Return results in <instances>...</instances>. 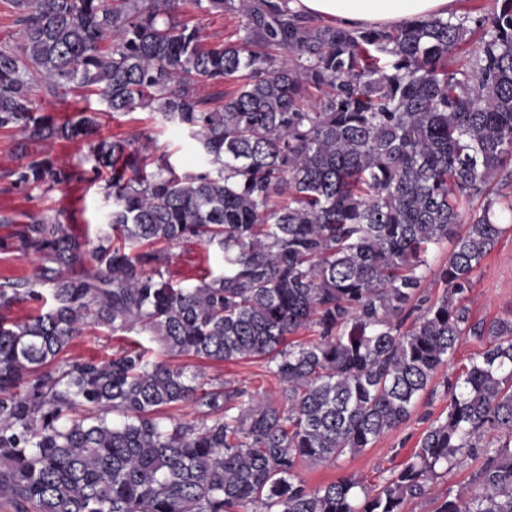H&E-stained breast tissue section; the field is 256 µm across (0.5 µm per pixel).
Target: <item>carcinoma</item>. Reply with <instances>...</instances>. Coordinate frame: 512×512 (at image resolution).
<instances>
[{
	"label": "carcinoma",
	"instance_id": "obj_1",
	"mask_svg": "<svg viewBox=\"0 0 512 512\" xmlns=\"http://www.w3.org/2000/svg\"><path fill=\"white\" fill-rule=\"evenodd\" d=\"M0 129L88 148L109 231L90 242L57 211L15 248L39 274L0 280V498L12 512H512V316L467 304L502 228L490 198L512 183V0L489 15L348 29L287 0H6ZM231 13L211 41L182 7ZM476 47L466 50L473 35ZM235 90L215 107L207 85ZM95 92L190 132L207 169L179 174L145 132L109 140L100 113L63 120L37 93ZM9 172L47 195L81 178L41 152ZM485 199L462 225L465 212ZM197 242L224 271L173 282L165 247ZM451 246L440 297L422 291ZM37 303L23 321L8 312ZM148 335L174 355L266 360L288 408L153 359L138 340L107 360L55 358L90 327ZM302 331L314 338L297 341ZM483 345L447 382L448 412L373 489H316L334 463L398 428L461 341ZM184 405L194 416L167 421ZM121 420L113 421L110 415ZM468 485L438 495L450 471Z\"/></svg>",
	"mask_w": 512,
	"mask_h": 512
}]
</instances>
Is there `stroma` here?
<instances>
[{"label":"stroma","mask_w":512,"mask_h":512,"mask_svg":"<svg viewBox=\"0 0 512 512\" xmlns=\"http://www.w3.org/2000/svg\"><path fill=\"white\" fill-rule=\"evenodd\" d=\"M136 129L152 137L157 153L165 155L178 172L200 171L196 143L187 130L151 118L148 112L108 118L102 134L106 137H124ZM18 139V134L0 129V215L11 218L10 223L0 224V279L28 276L34 271V258L14 246L26 214L46 211L67 213L71 218L72 231L93 240L105 231V216L112 207L103 182L91 178L57 190L45 198L36 192L28 194L12 188L8 173L21 161ZM499 221L505 232L494 250L474 271L473 288L469 295V306L474 316L488 321L512 314V214L501 213ZM167 257L174 280L186 283L194 281L203 264H210L216 271L222 267L218 258H207L205 248L194 242L170 246ZM126 343V337L112 335L109 329L103 327H93L75 338L56 363L61 366L74 359H107ZM481 349V344L475 340L462 341L450 364L435 375L431 383L434 395L420 398L407 422L380 436L368 448L341 457L336 463L302 467L299 471L301 479L312 489L348 475L361 478L370 485L378 484L384 469L404 464L426 427L446 412L448 400L442 392L445 380L468 365L470 358ZM153 356L160 361L167 359L171 364L201 371L211 389L222 387L227 381L244 382L263 390L276 387L274 379L267 375L266 362L262 359L238 363L209 362L191 356L170 358L158 350L154 351Z\"/></svg>","instance_id":"obj_1"}]
</instances>
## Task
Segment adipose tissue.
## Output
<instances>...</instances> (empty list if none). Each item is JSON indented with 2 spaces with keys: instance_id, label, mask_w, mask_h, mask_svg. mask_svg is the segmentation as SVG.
<instances>
[{
  "instance_id": "adipose-tissue-1",
  "label": "adipose tissue",
  "mask_w": 512,
  "mask_h": 512,
  "mask_svg": "<svg viewBox=\"0 0 512 512\" xmlns=\"http://www.w3.org/2000/svg\"><path fill=\"white\" fill-rule=\"evenodd\" d=\"M291 10L346 27L390 26L415 18H448L457 0H289Z\"/></svg>"
}]
</instances>
